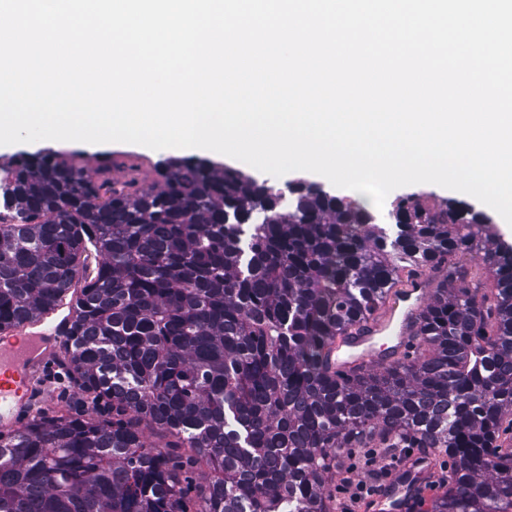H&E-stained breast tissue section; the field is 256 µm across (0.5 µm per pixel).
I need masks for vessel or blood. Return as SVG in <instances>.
Segmentation results:
<instances>
[{"instance_id":"obj_1","label":"vessel or blood","mask_w":512,"mask_h":512,"mask_svg":"<svg viewBox=\"0 0 512 512\" xmlns=\"http://www.w3.org/2000/svg\"><path fill=\"white\" fill-rule=\"evenodd\" d=\"M430 291L428 278L413 279L383 318L369 322L361 335L337 340L332 364L345 370L401 357L414 339L418 315ZM60 342L55 332L0 339L1 428L17 427L22 418L36 411L42 397L37 376L52 360ZM431 472L429 458L412 455L402 459L394 467L387 489L366 500L365 512H406L411 499L423 493Z\"/></svg>"}]
</instances>
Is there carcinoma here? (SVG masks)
I'll use <instances>...</instances> for the list:
<instances>
[{"label": "carcinoma", "instance_id": "1", "mask_svg": "<svg viewBox=\"0 0 512 512\" xmlns=\"http://www.w3.org/2000/svg\"><path fill=\"white\" fill-rule=\"evenodd\" d=\"M106 169L53 153L0 164V333L74 295L64 353L78 388L112 403L110 421L0 433V512H189L202 463L199 512H333L336 459L399 448L448 457L429 512H512V245L490 243L486 215L406 197L389 236L302 182L280 207L275 188L204 159H168L159 189ZM476 249L491 290L456 276L413 351L332 368L403 264Z\"/></svg>", "mask_w": 512, "mask_h": 512}]
</instances>
